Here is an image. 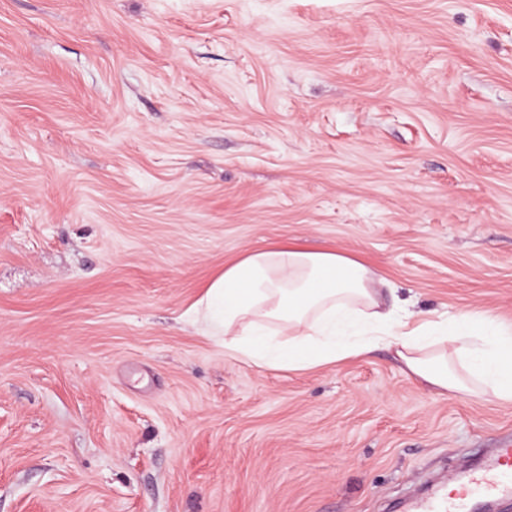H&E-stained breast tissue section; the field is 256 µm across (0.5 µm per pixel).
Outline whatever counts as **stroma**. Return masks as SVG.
I'll return each mask as SVG.
<instances>
[{"label": "stroma", "mask_w": 512, "mask_h": 512, "mask_svg": "<svg viewBox=\"0 0 512 512\" xmlns=\"http://www.w3.org/2000/svg\"><path fill=\"white\" fill-rule=\"evenodd\" d=\"M274 243L512 325V0H0V512H416L512 440L183 320Z\"/></svg>", "instance_id": "1"}]
</instances>
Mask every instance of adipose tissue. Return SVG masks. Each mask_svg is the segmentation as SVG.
<instances>
[{
	"instance_id": "ef3b65f1",
	"label": "adipose tissue",
	"mask_w": 512,
	"mask_h": 512,
	"mask_svg": "<svg viewBox=\"0 0 512 512\" xmlns=\"http://www.w3.org/2000/svg\"><path fill=\"white\" fill-rule=\"evenodd\" d=\"M382 277L337 251L290 245L244 253L191 308L225 355L299 372L392 349L438 395L512 402V326L482 312L434 320L385 301Z\"/></svg>"
}]
</instances>
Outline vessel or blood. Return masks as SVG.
<instances>
[{"label": "vessel or blood", "instance_id": "obj_1", "mask_svg": "<svg viewBox=\"0 0 512 512\" xmlns=\"http://www.w3.org/2000/svg\"><path fill=\"white\" fill-rule=\"evenodd\" d=\"M501 456L497 471L470 475L453 495L424 504V512H473L475 497L512 495V447L502 446Z\"/></svg>", "mask_w": 512, "mask_h": 512}]
</instances>
